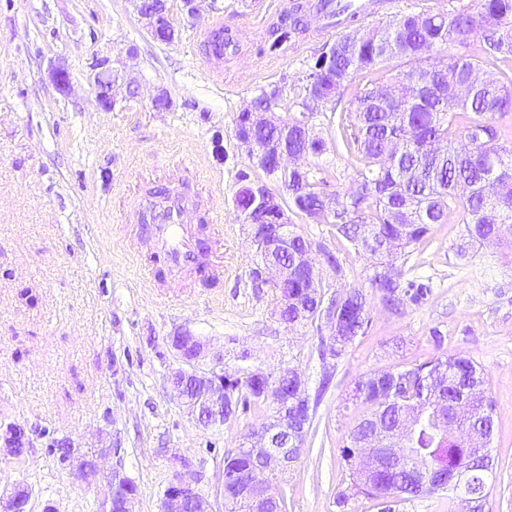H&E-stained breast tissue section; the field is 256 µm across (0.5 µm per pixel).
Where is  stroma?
<instances>
[{
	"mask_svg": "<svg viewBox=\"0 0 512 512\" xmlns=\"http://www.w3.org/2000/svg\"><path fill=\"white\" fill-rule=\"evenodd\" d=\"M292 2L203 0L191 17L174 0L179 32L164 44L132 0H0V432L19 424L30 440L18 461L0 444V493L31 484L27 512H101L115 467L137 486L134 512H162L165 489L186 469L212 512H224V457L245 446L273 408L198 425L168 381L179 366L171 338L183 330L223 355L226 373L293 368L317 398L305 451L279 486L288 512H382L362 497L338 501L350 483L340 450L359 415L346 400L355 380L438 349L474 358L495 402L486 512H512V233L481 247L461 215L450 214L403 266L424 298L391 310L368 287V254L338 239L333 225L289 214L293 231L315 246L325 295L367 291L368 333L336 357L325 352L324 322L286 327L277 289L253 281L259 258L233 198L239 173L259 170L236 138V119L263 88L284 89L292 104L309 64L336 40L319 34L288 53L269 51L262 30ZM216 20L249 41L227 63H210L200 50ZM102 57L124 78L108 111L90 80L92 60ZM59 65L70 75L64 92L52 79ZM130 87L138 91L131 99ZM161 93L170 100L164 110L153 105ZM316 131L326 178L346 194L352 159L335 128ZM159 186L184 194L193 217L223 225V245L206 258L224 265L215 285L191 273L155 288L145 275L152 254L132 258L147 236L138 207ZM328 251L342 274L328 266ZM64 441L89 453L106 449L102 478L89 485L61 467L52 449Z\"/></svg>",
	"mask_w": 512,
	"mask_h": 512,
	"instance_id": "stroma-1",
	"label": "stroma"
}]
</instances>
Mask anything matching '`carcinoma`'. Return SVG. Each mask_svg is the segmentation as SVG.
<instances>
[{"instance_id":"carcinoma-1","label":"carcinoma","mask_w":512,"mask_h":512,"mask_svg":"<svg viewBox=\"0 0 512 512\" xmlns=\"http://www.w3.org/2000/svg\"><path fill=\"white\" fill-rule=\"evenodd\" d=\"M348 12V22H356L352 5L336 0L296 2L289 10L270 22L267 38L277 48L285 39L303 38L308 34V17L332 18ZM336 56L321 74L311 70L306 80L316 79L320 94L302 93L296 102L306 115L301 126L288 118V145L310 158L319 159L325 151L324 141L314 134L317 118L330 103H340L349 89L354 92L348 107L336 115V129L345 150L355 158V181L363 192L353 196H336V233L356 248L372 256L392 262L393 275L377 278L373 268L368 280L381 293L383 300L394 305L400 296L418 301L424 291L413 284L402 283L399 258L407 250L423 243L434 224L448 221V213L461 212L469 238L485 246L500 241L502 225L512 224V146L502 140L512 127L502 120L512 114V73L500 64L512 59V0H480V9L451 12L424 10L403 13L387 24L360 27L340 36ZM239 46L231 30L220 27L207 35V55L224 58V50ZM482 75V83L465 96L456 95L457 87L471 73ZM393 80L395 98L382 102L378 88ZM282 137L277 126L255 128L244 135L249 142L247 155L266 177L288 189V208L305 215L322 206L328 193V181L322 164L310 165L305 175L307 185L299 188L296 176L288 172V183L281 174L273 173L272 164L258 162L255 150L267 141ZM463 139L466 145L458 146ZM499 166L498 175L489 173L491 161ZM235 206L246 210L251 232L263 236L272 220L265 211L252 205L247 190L241 188L234 198ZM293 247L288 251L292 275L279 289V317L288 326L319 320L322 307L304 299L307 288L321 294L320 278L297 267L298 258L308 242L292 235ZM336 313L341 327L352 339L367 334L368 298L360 288H351L336 299ZM447 373V384L440 395L453 401L461 393L475 388L476 402L485 407L484 419L457 420V429L443 437L433 423L432 395L429 384L433 375ZM388 388L395 403L378 407L375 384L363 375L355 382L352 400L362 409L348 445L341 450L350 471L351 489L368 499L387 504L390 500H409L436 491L449 490L448 485L431 486L422 491L412 481L409 468L379 472L367 477L356 468L359 449L367 433L380 431L390 438L405 412L420 419L410 447L421 453L440 474H446L461 463L473 459L475 449L488 452L494 435L495 404L488 395L487 376L471 357L445 353L421 362H406L388 370ZM276 381L288 393V407L299 396L294 380L278 372ZM224 403V415L250 409L256 402L245 388L234 389ZM258 454L231 452L224 457V470L243 475L258 469ZM490 456L477 462L474 476V498L489 496Z\"/></svg>"}]
</instances>
